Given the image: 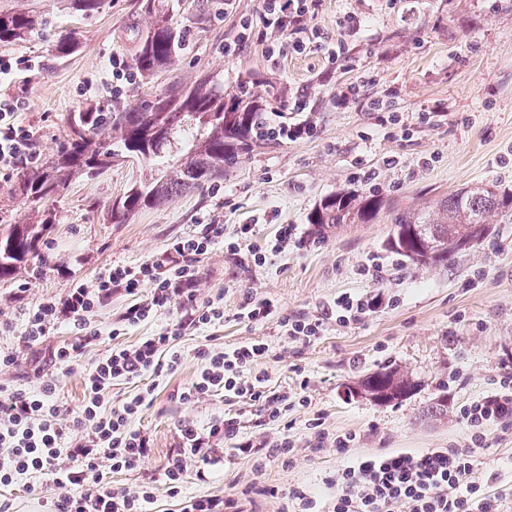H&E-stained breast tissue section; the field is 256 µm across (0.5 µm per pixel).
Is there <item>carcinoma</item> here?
Instances as JSON below:
<instances>
[{
	"instance_id": "obj_1",
	"label": "carcinoma",
	"mask_w": 512,
	"mask_h": 512,
	"mask_svg": "<svg viewBox=\"0 0 512 512\" xmlns=\"http://www.w3.org/2000/svg\"><path fill=\"white\" fill-rule=\"evenodd\" d=\"M20 0H0V44L14 43L28 36L39 15L31 0L19 8ZM72 12L91 14L103 0H62ZM180 32L163 18H154L140 38L132 67L142 76H150L171 65L182 47ZM266 94L243 91L224 100V86L214 75H205L192 87L156 97L143 109L121 112L78 113V129L70 134L57 157L32 169L15 186L14 192L35 200H49L74 174L96 175L116 157H134L161 166V175L148 183L133 184L110 208V220L124 224L136 211L158 206L173 195L199 189L215 181L224 170L254 148L270 140L266 121ZM106 131L112 148L97 143L94 136ZM512 210V190L463 189L441 199L431 210L403 211L392 219L387 248L422 266L448 264L462 249L480 242L489 219ZM393 207L376 196L337 192L323 198L309 216V223L323 233L341 224H370L383 211ZM422 227L419 247L406 233ZM51 227V219L37 224H0V281L13 278L15 272L39 256L38 244ZM413 377L393 366L380 367L363 376L357 395L377 403H389L409 395L416 387Z\"/></svg>"
}]
</instances>
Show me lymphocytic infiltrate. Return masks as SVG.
Returning <instances> with one entry per match:
<instances>
[{"instance_id":"f902f5d3","label":"lymphocytic infiltrate","mask_w":512,"mask_h":512,"mask_svg":"<svg viewBox=\"0 0 512 512\" xmlns=\"http://www.w3.org/2000/svg\"><path fill=\"white\" fill-rule=\"evenodd\" d=\"M317 0H261V18L266 27L293 36L302 33L313 17ZM17 98L0 95V168L34 159L31 137L14 127L11 118L19 109ZM254 225L241 224L233 231L223 225L206 224L195 234L173 239L157 255L136 266H115L99 274L94 284H77L57 302L39 303L27 312L23 348L34 347L51 336L62 323L74 329L72 338L56 347L52 357L65 370H73L99 329L89 318L114 288L135 296L112 337L138 326L161 310L179 304L185 314L164 330L143 337L131 347L108 348L84 375V398L78 412L56 397L58 375L41 376L35 393L0 385V485L20 476L50 471L59 494L52 512H149L155 499L153 483L134 490L116 491L111 474L147 469L152 459L149 436L134 426L143 408L150 406L167 375L182 363L176 340L189 328L196 330L223 322L224 302L215 297L198 302L195 285L199 263L216 244L229 252L245 254L248 262L261 266L285 252L295 236L290 225L268 241L254 238ZM149 294H142V287ZM373 308L364 296L344 295L321 316L289 317L271 303L244 292L237 316L248 322H273L293 340L308 342L319 336L326 320L354 322ZM268 348L248 341L233 348L202 346L196 355L204 368L179 399L190 402L224 393L229 398L263 402L269 423L279 426L292 408L287 395L265 388V376L256 367ZM137 383V390L111 410H104L114 383ZM501 393L463 405L459 418L471 431L470 442L460 448H429L395 451L351 458L337 472L333 493L320 502L301 490L288 494L292 512H501L503 494L480 471L479 450L488 426L512 427V378L499 381ZM81 437H73V430ZM182 448L162 466L170 496L181 497V512H242L238 499L201 495L182 497L187 474L205 484L215 460L204 449L205 437L230 442L235 452L249 454L254 443L244 437L237 417L228 415L210 425L208 432L185 425ZM195 471H188V464Z\"/></svg>"}]
</instances>
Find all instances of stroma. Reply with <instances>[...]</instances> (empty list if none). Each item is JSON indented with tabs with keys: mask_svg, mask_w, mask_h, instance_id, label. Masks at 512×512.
Segmentation results:
<instances>
[{
	"mask_svg": "<svg viewBox=\"0 0 512 512\" xmlns=\"http://www.w3.org/2000/svg\"><path fill=\"white\" fill-rule=\"evenodd\" d=\"M165 2L185 47L169 68L135 77L119 94L112 91L109 62L116 54L131 58L151 24L141 0H105L89 16L64 10L60 0H38L37 29L22 41L0 45V56L31 65L16 71L0 92L22 98L15 122L30 132L38 162L64 147L78 112L143 107L207 73L228 94L238 93L249 73L260 74L279 91L270 105L274 112L290 113L295 98L306 95L315 131L296 142H270L242 156L223 178L141 210L124 224L110 223L108 208L133 183L155 178L151 162L114 160L100 174L70 178L59 195L41 203L13 193L27 163L0 169V224H35L46 215L54 222L39 244V259L0 282V319L9 324L0 331V348L18 347L28 309L61 299L72 284L94 281L105 269L140 264L200 225L252 224L258 237L270 239L279 225L292 224L298 245L265 266L241 261L220 244L205 255L197 299L223 295L224 320L186 330L178 339L181 366L135 419L152 440V462L145 470L114 474L113 488L131 490L159 476L177 454L186 422L206 428L230 414L240 419L245 437L272 438L261 424V404L220 395L190 404L177 399L202 370L196 350L204 343L230 348L262 341L269 351L258 370L268 390L301 392L308 400L289 415L287 434L297 446L292 467L270 457L259 472L253 457L229 451L221 441L211 445L219 462L211 469L208 493L237 498L257 480L278 489V496L258 498L254 512H281V495L293 488L327 499V478L352 454L468 443L459 408L498 391L500 377L512 372V215H496L482 243L437 267L409 264L386 249L387 217L350 224L321 239L312 234L308 216L323 197L341 190L418 211L466 187L512 188V0H320L302 36L305 50L275 60L265 47L278 34L265 28L260 0ZM243 19L252 23L251 39L237 55L225 56L224 45L236 40ZM69 37L76 48L58 57L57 42ZM349 84L359 88L356 99L336 108L337 90ZM379 96L386 97V109H370L369 100ZM368 169L377 172L375 181H354L355 172ZM372 265L379 267L378 276L365 275ZM248 288L290 316L320 315L344 293L375 295L379 304L345 326L326 321L317 339L301 344L275 324L237 318ZM130 303L117 290L100 304L92 322L101 337L88 345L84 365L113 344L135 345L179 315L175 309L158 312L110 340L109 331ZM71 337V327L62 325L0 381L35 390V370L55 372L50 353ZM383 364L412 373L419 382L415 394L379 405L349 393L357 376ZM442 394L448 414L437 420L428 409ZM314 417L322 418L329 433L354 434L349 455L337 454L329 442L316 450L305 426ZM485 434L483 473L496 477L499 487L512 488V431L494 425ZM31 484L39 486L41 498L28 495ZM57 494L52 476L24 475L0 487V503L9 512H49Z\"/></svg>",
	"mask_w": 512,
	"mask_h": 512,
	"instance_id": "obj_1",
	"label": "stroma"
}]
</instances>
